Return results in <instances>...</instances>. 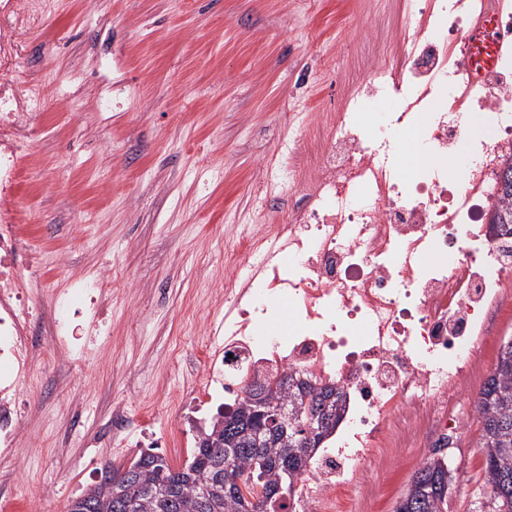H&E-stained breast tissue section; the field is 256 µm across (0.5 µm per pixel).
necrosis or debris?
I'll use <instances>...</instances> for the list:
<instances>
[{"instance_id":"1","label":"necrosis or debris","mask_w":512,"mask_h":512,"mask_svg":"<svg viewBox=\"0 0 512 512\" xmlns=\"http://www.w3.org/2000/svg\"><path fill=\"white\" fill-rule=\"evenodd\" d=\"M481 0H411L413 45L398 71L375 64L345 110L314 174L296 189L285 223L256 233L236 254L224 300V341L210 344L207 375L193 399L212 402L229 375L295 367L348 393L354 405L342 447L298 485L293 512H359L374 498L363 475L387 470L400 431L413 422L453 431L471 415L450 403L471 392L488 333L512 276L484 226L512 159V57L501 55L472 86L464 39ZM49 0H0V456L22 439L17 384L34 367L28 266L17 223L20 160L30 136L21 123L42 99L18 64V38L42 27ZM482 132L456 118L472 101ZM379 109V126L359 121ZM418 131L422 163L404 172L392 135ZM465 176L449 183L443 161L457 143ZM100 273L50 296L51 336L64 356L85 355L103 333ZM295 314L287 334L264 338L269 298Z\"/></svg>"}]
</instances>
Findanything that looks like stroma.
<instances>
[{"label": "stroma", "mask_w": 512, "mask_h": 512, "mask_svg": "<svg viewBox=\"0 0 512 512\" xmlns=\"http://www.w3.org/2000/svg\"><path fill=\"white\" fill-rule=\"evenodd\" d=\"M410 26L408 0H52L18 58L44 88L17 205L40 263V362L18 389L23 451L0 459V497L67 512L115 460L98 436L123 415L147 416L153 453L187 464L179 447L211 409L179 434L174 399L203 379V329L224 318L227 241L287 218L345 100L374 60L397 63ZM104 269L111 333L64 359L46 299ZM480 435L474 421L453 436L448 512H477ZM433 439L415 428L395 469L365 473L379 496L363 512H393Z\"/></svg>", "instance_id": "1"}]
</instances>
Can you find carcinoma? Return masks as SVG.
<instances>
[{"instance_id":"cac0c4a2","label":"carcinoma","mask_w":512,"mask_h":512,"mask_svg":"<svg viewBox=\"0 0 512 512\" xmlns=\"http://www.w3.org/2000/svg\"><path fill=\"white\" fill-rule=\"evenodd\" d=\"M492 223L512 235V164L500 176V205ZM483 448V487L494 500V512H512V339L500 346L491 374L479 391ZM267 407H298L322 420L309 432L283 440L277 428L259 426L255 399ZM347 405V393L302 370L281 373L263 383L247 382L238 405L213 420L202 433L191 462L173 470L164 458L143 453L123 469L107 464L111 483L100 480L75 497L69 512H245L235 480L276 493L281 467L287 464L304 478L318 448L336 432ZM448 460L431 456L416 470L394 512H444L451 485ZM210 488L202 496L199 490Z\"/></svg>"}]
</instances>
